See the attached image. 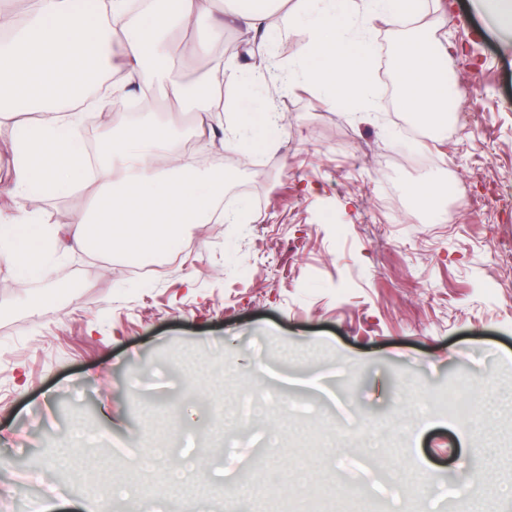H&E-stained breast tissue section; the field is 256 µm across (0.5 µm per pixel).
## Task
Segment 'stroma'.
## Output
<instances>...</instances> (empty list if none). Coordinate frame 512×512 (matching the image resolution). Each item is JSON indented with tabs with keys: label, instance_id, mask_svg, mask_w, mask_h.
Instances as JSON below:
<instances>
[{
	"label": "stroma",
	"instance_id": "obj_1",
	"mask_svg": "<svg viewBox=\"0 0 512 512\" xmlns=\"http://www.w3.org/2000/svg\"><path fill=\"white\" fill-rule=\"evenodd\" d=\"M472 0H424L443 16L463 123L419 143L395 118L329 105L308 86L255 127L227 207L252 223L194 228L192 246L142 283L119 256L78 253L34 272L0 264V512H94L117 491L182 505L170 476L186 449L136 470L133 455L211 428L198 399L245 392L278 405L247 441L197 463L202 512H512V37ZM484 200L432 223L410 203L426 180ZM67 293L38 303L50 282ZM139 382L132 393L131 382ZM428 401L432 410L420 409Z\"/></svg>",
	"mask_w": 512,
	"mask_h": 512
}]
</instances>
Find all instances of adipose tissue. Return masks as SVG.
<instances>
[{
	"instance_id": "1",
	"label": "adipose tissue",
	"mask_w": 512,
	"mask_h": 512,
	"mask_svg": "<svg viewBox=\"0 0 512 512\" xmlns=\"http://www.w3.org/2000/svg\"><path fill=\"white\" fill-rule=\"evenodd\" d=\"M127 0H103L96 19L79 12L74 0H27L20 28L0 40V117L12 120L13 175L0 183V194L16 200L0 210V260L25 268L45 267L54 257L97 251L136 259L161 251L190 224L224 218V175L201 168L190 150L175 141L183 113H193L192 136L221 132L225 149L248 147L244 132L251 121L250 83L234 63L214 55L224 31L239 26L247 36L252 72L291 92L304 85L323 88L330 102H342L358 88L365 109L374 100L366 79L373 41L371 20L407 27L394 55V78L407 108L417 118L444 127L457 106L448 79L449 48L428 29L415 26L422 0H298L293 11L237 9L225 12L220 0H153L149 19L127 26ZM305 28L300 69L281 71L272 60V31ZM198 29L203 39L195 52L197 78L186 81L172 55L168 32ZM102 71L113 75L110 92L135 88L139 93L163 88L181 110L164 125L145 121L103 139L98 148L100 176L87 206L76 210L66 228L31 206L39 188L57 190L73 184L84 171L79 130L83 108L104 111L107 95H75V78ZM38 227L39 244L19 251L16 229Z\"/></svg>"
}]
</instances>
